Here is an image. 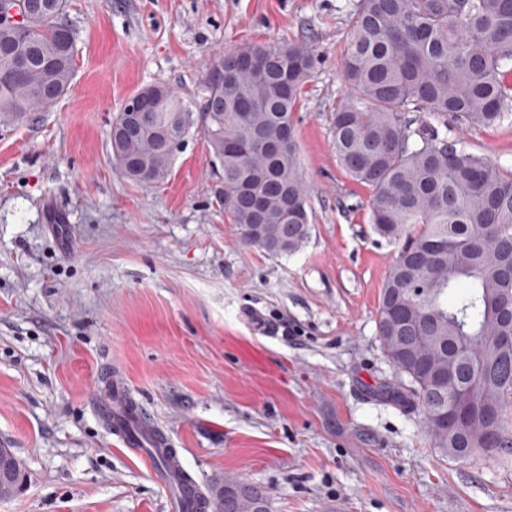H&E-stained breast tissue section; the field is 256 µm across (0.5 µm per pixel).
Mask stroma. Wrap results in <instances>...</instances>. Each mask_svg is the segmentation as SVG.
Instances as JSON below:
<instances>
[{"mask_svg":"<svg viewBox=\"0 0 512 512\" xmlns=\"http://www.w3.org/2000/svg\"><path fill=\"white\" fill-rule=\"evenodd\" d=\"M354 0H68L74 74L30 121L0 122V443L28 481L0 512H169L151 458L98 416L119 369L205 485L264 488L270 512H512V463L434 448L377 336L398 247L333 147ZM307 42L294 112L312 224L294 254L245 245L190 126L167 176L126 178L113 119L162 85L189 107L224 53ZM512 171V116L449 120Z\"/></svg>","mask_w":512,"mask_h":512,"instance_id":"obj_1","label":"stroma"}]
</instances>
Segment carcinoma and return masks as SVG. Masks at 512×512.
Here are the masks:
<instances>
[{
    "mask_svg": "<svg viewBox=\"0 0 512 512\" xmlns=\"http://www.w3.org/2000/svg\"><path fill=\"white\" fill-rule=\"evenodd\" d=\"M21 29L0 20V120L55 105L76 54L68 0H13ZM252 59L256 70L237 67ZM315 57L303 43L247 44L206 77L198 122L211 161L224 171L221 198L241 241L272 255L295 253L310 218L293 112ZM512 0H356L332 115L336 155L372 186L375 231L400 242L378 310L382 349L402 387L383 396L421 409L434 447L466 458L512 454L504 406L512 396V336L501 318L512 298V172L448 142V117L492 127L512 110ZM153 108L141 132L110 138L118 169L135 182L163 179L191 112L164 86L135 94ZM445 402L495 418L449 430ZM264 490L226 480L212 488L215 512H251Z\"/></svg>",
    "mask_w": 512,
    "mask_h": 512,
    "instance_id": "cac0c4a2",
    "label": "carcinoma"
}]
</instances>
